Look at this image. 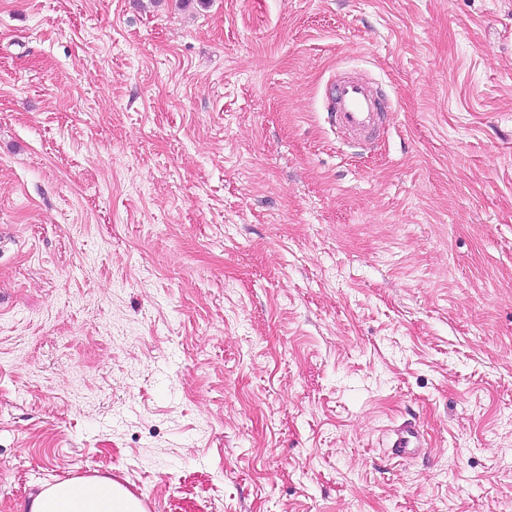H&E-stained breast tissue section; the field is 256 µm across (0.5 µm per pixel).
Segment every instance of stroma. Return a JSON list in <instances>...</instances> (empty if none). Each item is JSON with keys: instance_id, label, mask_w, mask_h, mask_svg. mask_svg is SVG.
I'll return each instance as SVG.
<instances>
[{"instance_id": "35a3bbf8", "label": "stroma", "mask_w": 512, "mask_h": 512, "mask_svg": "<svg viewBox=\"0 0 512 512\" xmlns=\"http://www.w3.org/2000/svg\"><path fill=\"white\" fill-rule=\"evenodd\" d=\"M0 238V512H512V0H0ZM327 112L329 123L337 133L366 141L379 124L381 104L364 77H334ZM424 444L414 423L401 424L392 430L389 440L390 453L400 459L413 458ZM122 484L139 500L112 477L92 476L45 484L31 498L25 512L147 511L144 500Z\"/></svg>"}]
</instances>
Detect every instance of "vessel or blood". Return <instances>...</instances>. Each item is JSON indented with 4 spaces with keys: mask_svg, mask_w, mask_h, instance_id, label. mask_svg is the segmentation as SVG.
I'll return each instance as SVG.
<instances>
[{
    "mask_svg": "<svg viewBox=\"0 0 512 512\" xmlns=\"http://www.w3.org/2000/svg\"><path fill=\"white\" fill-rule=\"evenodd\" d=\"M327 112L329 123L336 132L364 141L371 137L379 124L381 104L367 79L344 76L333 81ZM422 448V437L415 424H402L392 431L389 451L394 457L411 458Z\"/></svg>",
    "mask_w": 512,
    "mask_h": 512,
    "instance_id": "1",
    "label": "vessel or blood"
}]
</instances>
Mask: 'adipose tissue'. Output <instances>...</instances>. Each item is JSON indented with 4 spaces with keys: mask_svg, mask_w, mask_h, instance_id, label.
<instances>
[{
    "mask_svg": "<svg viewBox=\"0 0 512 512\" xmlns=\"http://www.w3.org/2000/svg\"><path fill=\"white\" fill-rule=\"evenodd\" d=\"M27 512H144L140 500L109 477H85L45 484Z\"/></svg>",
    "mask_w": 512,
    "mask_h": 512,
    "instance_id": "obj_1",
    "label": "adipose tissue"
}]
</instances>
